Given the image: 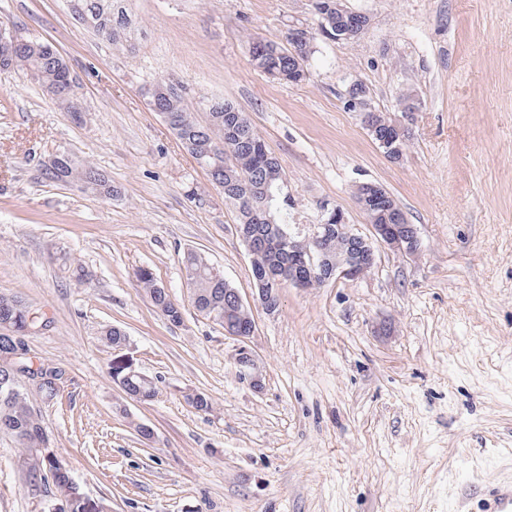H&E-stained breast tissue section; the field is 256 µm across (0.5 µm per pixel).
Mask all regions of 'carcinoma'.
Returning a JSON list of instances; mask_svg holds the SVG:
<instances>
[{
  "mask_svg": "<svg viewBox=\"0 0 512 512\" xmlns=\"http://www.w3.org/2000/svg\"><path fill=\"white\" fill-rule=\"evenodd\" d=\"M109 13L92 32L114 46L129 41L131 22L124 0H110ZM14 58H0V68L19 67L37 72L38 83L66 84L69 68L52 45L27 39ZM252 65L268 78L278 82H299L304 76L294 71L288 56V45L261 37L251 41ZM149 101L160 112L174 117L170 129L181 142L186 152L195 154L209 167L217 170L224 190V200L236 211L237 225L244 240L255 244L252 253V269L264 271V279L256 282L257 289L267 295L271 302L278 303V288L288 282V276L304 280L309 286L322 284L309 263L300 253L288 250V236L295 234L293 225L280 221L288 195L283 193L279 163L267 148L264 139L252 125L248 116L236 104L226 99H211L204 105L208 121L199 123L185 104L184 95L155 96L153 88L145 91ZM51 182H77L82 186L112 194V184L90 163L78 166L66 154L59 155L53 170L42 172ZM186 279L192 288L193 303L200 314L224 324V315L234 320L236 329L247 330L252 320L249 309L236 305L234 287L226 283L224 275L215 269L206 257L195 250L184 253ZM137 281L150 298L155 309L169 322L183 321L181 306L159 286L146 269L137 272ZM32 309L16 296L0 295V317L36 328L41 322L30 319ZM13 347L8 339L0 335V429L10 432L28 456L29 486L40 488L42 477L50 473L57 487L63 486V478L56 473L48 433L38 417L30 395L54 400L60 392L55 379L61 373L56 367H41L42 383L30 391L27 371L17 366L12 358ZM131 398L147 401L154 396L152 382L146 378L133 377L122 387Z\"/></svg>",
  "mask_w": 512,
  "mask_h": 512,
  "instance_id": "carcinoma-1",
  "label": "carcinoma"
}]
</instances>
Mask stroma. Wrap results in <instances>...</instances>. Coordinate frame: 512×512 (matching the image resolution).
I'll list each match as a JSON object with an SVG mask.
<instances>
[{
  "instance_id": "stroma-1",
  "label": "stroma",
  "mask_w": 512,
  "mask_h": 512,
  "mask_svg": "<svg viewBox=\"0 0 512 512\" xmlns=\"http://www.w3.org/2000/svg\"><path fill=\"white\" fill-rule=\"evenodd\" d=\"M125 5L133 38L115 47L65 0H0V26L52 44L83 108L74 119L27 71H0V294L49 319L28 352L66 383L35 406L91 512H457L480 481L511 480L512 0H346L371 16L352 40L319 34L311 0ZM297 26L317 34L308 75L270 81L250 37ZM157 80L182 85L193 111L223 97L249 115L281 166L289 223H317L326 204L368 233L354 190L375 182L418 229L414 254L383 250L360 279L286 284L275 311L253 307L257 388L190 300L185 250L247 302L251 257L223 190L149 108ZM356 83L403 118L401 161L348 109ZM61 153L96 166L114 196L44 180ZM142 268L182 323L153 307ZM112 326L126 345L104 342ZM119 367L154 397L127 399ZM197 392L210 413L189 402ZM60 500L54 484L29 489L23 450L0 432V512ZM137 281L150 298L155 309L169 322L179 324L183 321L181 306L171 299L170 295L159 286L149 270L140 269Z\"/></svg>"
}]
</instances>
